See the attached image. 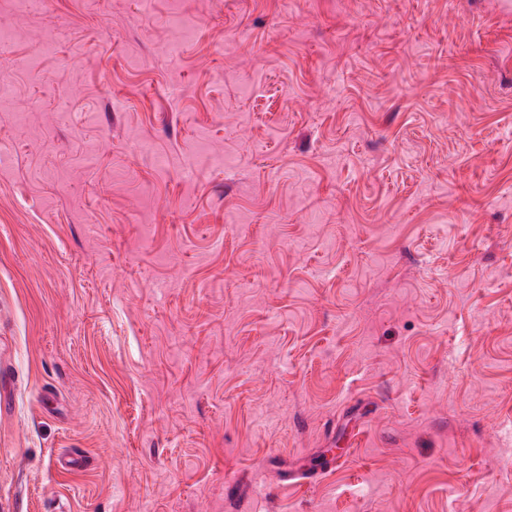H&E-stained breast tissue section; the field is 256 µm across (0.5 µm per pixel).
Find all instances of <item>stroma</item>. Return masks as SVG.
<instances>
[{
    "mask_svg": "<svg viewBox=\"0 0 512 512\" xmlns=\"http://www.w3.org/2000/svg\"><path fill=\"white\" fill-rule=\"evenodd\" d=\"M1 28L0 512H512V0Z\"/></svg>",
    "mask_w": 512,
    "mask_h": 512,
    "instance_id": "obj_1",
    "label": "stroma"
}]
</instances>
